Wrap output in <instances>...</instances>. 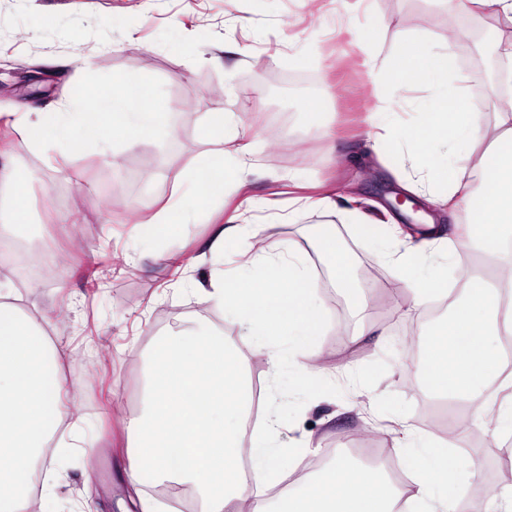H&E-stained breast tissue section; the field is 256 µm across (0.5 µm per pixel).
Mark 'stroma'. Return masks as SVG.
<instances>
[{
  "instance_id": "obj_1",
  "label": "stroma",
  "mask_w": 512,
  "mask_h": 512,
  "mask_svg": "<svg viewBox=\"0 0 512 512\" xmlns=\"http://www.w3.org/2000/svg\"><path fill=\"white\" fill-rule=\"evenodd\" d=\"M414 43L450 56L449 79L465 85L478 110H512L497 90L471 79L493 53L512 51V24L468 0L452 8L445 0H0L1 111L58 112L89 92L145 81L170 113L165 132L129 145L117 140L96 155L37 152L0 125V166L13 170L24 192L17 211L10 193L0 194V225H19L31 262L51 259L57 270L33 280L8 262L0 286L17 289L21 308H38L51 321L64 353V406L84 419L81 447L48 454V467L62 474L59 512H117L127 493L116 465L124 420L142 404L155 338L172 329L211 327L242 346L252 379L269 390L263 409L278 423V453L308 438L353 457L356 444L371 441L383 466L393 459L387 428L433 434L425 408L436 397L410 337L447 316L407 311L403 302L414 282L431 275L462 296L469 277L486 270L478 260L464 264L468 248L449 259L426 247L419 266L395 278L385 255L404 252L402 237L379 243L346 217L358 192L372 222L409 221L388 202L400 178L414 172L379 158L367 137L373 112L389 113L403 131L425 120L432 90L392 97L376 86L378 69ZM222 112L236 119L238 143L254 164L246 187L238 185L235 162L226 161L223 190L186 223L148 226L174 191L195 194L184 176L219 151L209 127ZM303 184L315 196L331 193L335 208H303ZM246 196L251 206H241ZM232 218L278 222L262 246L272 253L303 248L317 268L316 302L326 313L305 384L267 375L244 345L245 327L195 301L192 288L208 266L177 272L166 263L206 252L216 226ZM321 224L335 225L349 255L347 287H337L312 244ZM104 257L112 264L105 276ZM368 324L385 331L384 341L350 345ZM461 445L477 473L461 471L459 485L475 479L496 488L512 464V437L470 430Z\"/></svg>"
}]
</instances>
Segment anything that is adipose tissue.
Listing matches in <instances>:
<instances>
[{"mask_svg": "<svg viewBox=\"0 0 512 512\" xmlns=\"http://www.w3.org/2000/svg\"><path fill=\"white\" fill-rule=\"evenodd\" d=\"M449 68L447 58L431 59L417 48L406 51L388 71L392 92L435 86L442 92L421 127L410 133L395 129L387 113H374L371 139L381 151L387 139L405 138L416 177L402 189L415 196L434 147L465 148L464 164L448 161L445 188L448 202L463 203L474 218L453 239L432 223L422 234L439 248L480 249L494 260L499 284L512 286V113L487 119L472 106L465 87L449 82ZM57 120L65 135H57L53 120L41 115L14 119L12 126L41 151L51 144L61 154L94 153L117 138L139 142L166 126L168 111L153 87L140 82L77 100ZM225 127V120H218V159H204L187 174L198 185L196 195L169 200L151 224H170L175 213L199 209L223 183L224 158L240 156L235 135ZM475 175L485 184L479 196L470 189ZM255 258L269 267L263 281L243 276L229 283L214 268L193 295L202 304L233 312L256 336L271 374L284 370L289 380H302L310 372L306 359L313 350L305 338L322 325L313 270L295 252L276 259L261 246ZM13 297V291L0 292V512H57L58 478L38 476L37 468L47 449L79 447L81 435L63 406L66 378L53 327L44 315L19 309ZM451 306L450 320L424 344L427 384L445 399L490 388L498 407L497 430H512V380L502 379L494 349L512 337V320L500 317V291L475 276ZM252 400L245 361L223 332L184 329L160 336L150 353L144 404L125 420L121 464L127 483L138 492L191 485L200 496V512H399L403 500L421 512H458L455 475L463 461L455 452L456 439L420 442L410 429L392 446L408 473L406 488L394 485L381 468L339 458L306 478L299 491L281 489L287 465L296 464L310 444L289 449L287 465L278 464L271 447L274 421L266 422L262 434H246ZM275 486L279 496L266 501L264 488Z\"/></svg>", "mask_w": 512, "mask_h": 512, "instance_id": "ef3b65f1", "label": "adipose tissue"}]
</instances>
